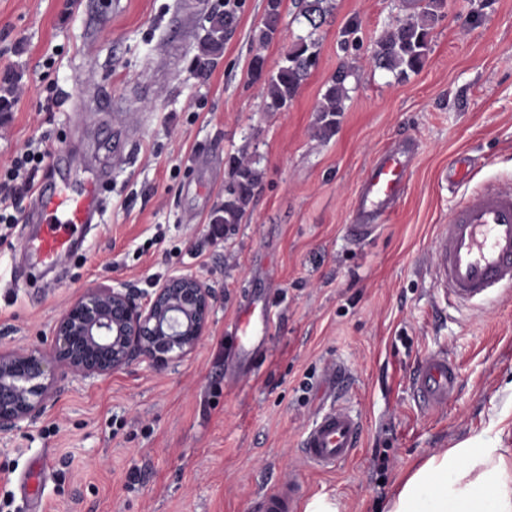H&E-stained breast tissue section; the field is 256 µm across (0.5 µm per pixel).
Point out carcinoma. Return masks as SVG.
Listing matches in <instances>:
<instances>
[{
	"label": "carcinoma",
	"mask_w": 512,
	"mask_h": 512,
	"mask_svg": "<svg viewBox=\"0 0 512 512\" xmlns=\"http://www.w3.org/2000/svg\"><path fill=\"white\" fill-rule=\"evenodd\" d=\"M327 0H305L303 17L313 28H318L328 11L324 6ZM442 0H426L415 18L398 22L375 44L372 52L374 66L406 76L419 72L424 66L431 32L439 18ZM282 15V0H267L260 37L269 42L278 33ZM239 16L237 6L224 5V12L209 18V26L201 44L199 62L201 70L209 68L208 57L221 51L226 36L237 26ZM315 42L310 37H300L288 49L276 71L265 70V58L256 55L251 62V73L255 81L261 83L267 99V108L280 111L288 108L296 97L300 87L317 66ZM350 72L341 68L331 77L317 109L320 130L330 133L336 130L338 117L345 110L347 99L346 81ZM257 182L254 169L243 162L232 159V172L224 182V206L215 214V224H238L241 222L246 206L253 194Z\"/></svg>",
	"instance_id": "1"
}]
</instances>
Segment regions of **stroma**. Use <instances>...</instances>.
<instances>
[{"label": "stroma", "mask_w": 512, "mask_h": 512, "mask_svg": "<svg viewBox=\"0 0 512 512\" xmlns=\"http://www.w3.org/2000/svg\"><path fill=\"white\" fill-rule=\"evenodd\" d=\"M0 0V170L33 144L71 160L35 180L111 187L104 217L81 249L26 282L31 199L20 223L0 225V349L48 348L62 310L91 288L151 294L167 277L196 274L221 295L195 351L159 370L137 359L85 380L58 381L44 411L0 431V512H254L258 495L295 483L304 512L316 496L339 512H384L428 457L480 435L512 448V295L458 306L433 281L434 247L457 204L490 182L512 186V0H444L424 68L399 78L374 67L375 41L417 0H330L318 29L302 0H283L279 32L258 33L265 0H239V24L206 74L194 60L208 15L224 0ZM358 21L360 50L341 32ZM318 65L292 104L268 111L249 76L254 55L276 71L298 37ZM352 75L334 133L315 112L340 65ZM84 109L47 105L50 86ZM128 137L121 158L116 134ZM417 145L401 200L375 234L351 239L352 202L372 162ZM468 179L444 174L457 154ZM260 180L241 223L213 237L230 159ZM267 315L265 349L236 366L231 337ZM447 352L461 385L424 411L409 376L428 353ZM347 373L344 406L363 423L354 458L308 465L300 441L323 403L328 363ZM387 454L380 464L379 454ZM46 460L37 499L22 483Z\"/></svg>", "instance_id": "stroma-1"}]
</instances>
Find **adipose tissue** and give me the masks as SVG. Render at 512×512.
Segmentation results:
<instances>
[{
  "label": "adipose tissue",
  "instance_id": "obj_1",
  "mask_svg": "<svg viewBox=\"0 0 512 512\" xmlns=\"http://www.w3.org/2000/svg\"><path fill=\"white\" fill-rule=\"evenodd\" d=\"M385 512H512V450L476 436L427 458Z\"/></svg>",
  "mask_w": 512,
  "mask_h": 512
}]
</instances>
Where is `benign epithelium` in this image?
<instances>
[{
	"label": "benign epithelium",
	"mask_w": 512,
	"mask_h": 512,
	"mask_svg": "<svg viewBox=\"0 0 512 512\" xmlns=\"http://www.w3.org/2000/svg\"><path fill=\"white\" fill-rule=\"evenodd\" d=\"M218 303L212 285L176 274L143 299L130 288H93L56 320L49 349L0 351V431L40 412L58 379L91 378L140 357L158 369L183 360L200 343Z\"/></svg>",
	"instance_id": "benign-epithelium-1"
}]
</instances>
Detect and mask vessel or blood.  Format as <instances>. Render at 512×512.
Returning a JSON list of instances; mask_svg holds the SVG:
<instances>
[{"label": "vessel or blood", "instance_id": "vessel-or-blood-1", "mask_svg": "<svg viewBox=\"0 0 512 512\" xmlns=\"http://www.w3.org/2000/svg\"><path fill=\"white\" fill-rule=\"evenodd\" d=\"M412 161L409 150L385 153L368 170L354 204L350 235L358 241L373 232L374 221L403 195ZM103 182H91L81 193L64 187L38 190L35 206L43 229L32 249L48 264L71 250L85 225L95 223ZM435 285L443 295L461 304L502 297L512 291V189L496 184L464 198L436 241ZM233 343L250 355L254 337L267 335L266 321L239 323ZM411 387L418 400L431 409L445 406L460 387L457 365L447 354L433 352L415 368ZM363 435L360 419L343 405L323 408L301 440L305 461L319 470H331L354 455ZM299 491L294 483L257 497V512H295Z\"/></svg>", "mask_w": 512, "mask_h": 512}]
</instances>
